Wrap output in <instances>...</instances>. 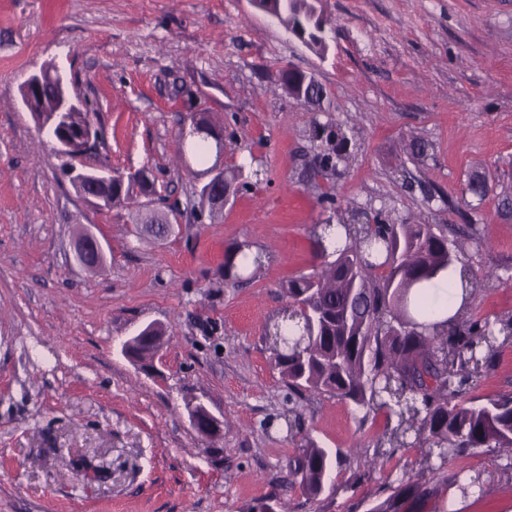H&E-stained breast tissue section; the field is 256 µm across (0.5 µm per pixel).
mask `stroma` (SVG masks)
<instances>
[{
    "label": "stroma",
    "instance_id": "obj_1",
    "mask_svg": "<svg viewBox=\"0 0 512 512\" xmlns=\"http://www.w3.org/2000/svg\"><path fill=\"white\" fill-rule=\"evenodd\" d=\"M329 48L319 55L249 0H0V512H249L270 496L289 512H368L418 470L401 448L355 489L375 429L350 401L297 397L265 336L288 300L281 285L317 272L318 224L357 212L408 219L463 240L479 290L474 311L512 317V0H321ZM71 76L91 111L97 151L84 166L149 169L152 203L99 208L75 188L70 158L40 135L20 97L46 64ZM293 68L323 85L315 107L283 90ZM209 112L225 165L244 186L218 217L199 205L206 178L177 158L190 115ZM350 139L336 175L311 174L314 120ZM427 141L424 160L411 140ZM485 176L484 199L466 194ZM178 209L167 237L157 216ZM105 265L75 256L83 229ZM246 242L264 264L225 276ZM165 341L143 370L122 352L142 326ZM512 395V342L467 393ZM224 418L202 440L185 403ZM340 455L317 498L286 484L306 440ZM220 456H213V448ZM481 473L483 498L448 484L409 512H512V449L474 448L445 470Z\"/></svg>",
    "mask_w": 512,
    "mask_h": 512
}]
</instances>
